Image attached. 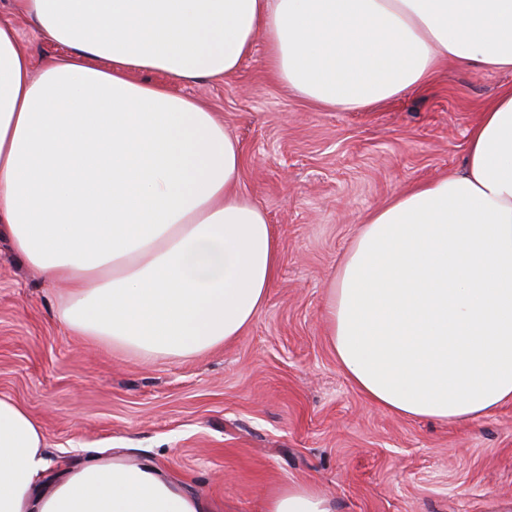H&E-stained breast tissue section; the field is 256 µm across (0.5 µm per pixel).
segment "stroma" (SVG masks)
Here are the masks:
<instances>
[{
	"label": "stroma",
	"instance_id": "stroma-1",
	"mask_svg": "<svg viewBox=\"0 0 512 512\" xmlns=\"http://www.w3.org/2000/svg\"><path fill=\"white\" fill-rule=\"evenodd\" d=\"M34 62L60 56L0 0ZM223 123L242 152L239 191L267 212L280 270L244 336L193 358L146 357L59 324L60 287L0 239V396L41 423L54 470L93 451L155 461L222 504L263 512L282 486L310 484L335 512H488L512 499V403L437 423L368 402L336 361L324 304L373 209L462 170L467 134L512 71L453 62L371 108H314L276 81L266 45L227 77L171 81Z\"/></svg>",
	"mask_w": 512,
	"mask_h": 512
}]
</instances>
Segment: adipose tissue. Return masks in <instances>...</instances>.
Returning <instances> with one entry per match:
<instances>
[{"mask_svg":"<svg viewBox=\"0 0 512 512\" xmlns=\"http://www.w3.org/2000/svg\"><path fill=\"white\" fill-rule=\"evenodd\" d=\"M64 59L34 64L0 20V237L65 284L67 330L147 356L243 335L280 249L238 191L236 140L170 80L228 76L269 45L278 81L325 111L424 85L446 62L512 70V0H14ZM137 71L166 74L139 81ZM329 341L391 412L471 420L512 402V89L462 171L373 211L330 287ZM45 437L0 397V512H216L151 461L96 456L49 478ZM265 512H334L308 484Z\"/></svg>","mask_w":512,"mask_h":512,"instance_id":"adipose-tissue-1","label":"adipose tissue"}]
</instances>
